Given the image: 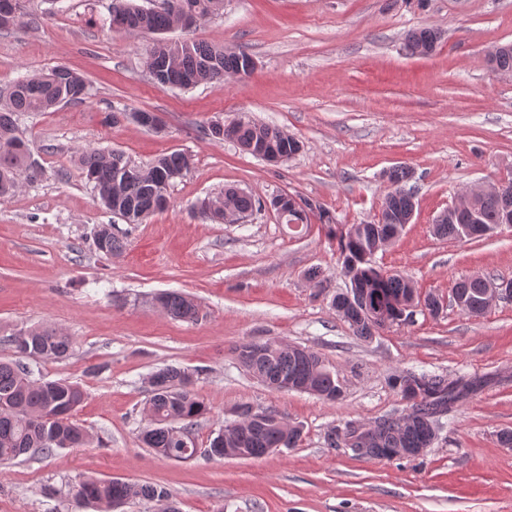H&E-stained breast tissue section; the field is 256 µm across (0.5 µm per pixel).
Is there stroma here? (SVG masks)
<instances>
[{
	"label": "stroma",
	"mask_w": 512,
	"mask_h": 512,
	"mask_svg": "<svg viewBox=\"0 0 512 512\" xmlns=\"http://www.w3.org/2000/svg\"><path fill=\"white\" fill-rule=\"evenodd\" d=\"M110 3L21 0L22 25L0 32V90L60 65L89 84L85 102L18 117L43 174L0 198V360L15 357L10 335L32 326L73 336L68 358L27 365L33 378L83 387L74 419L92 437L83 448L0 464V512H70L60 490L86 476L163 486L180 512H512V448L499 440L512 430V300L494 299L479 317L452 300L461 278L512 280V229L479 241L433 233L458 195L512 173V74L486 60L489 48L512 43V0H224L193 31L163 37L227 43L257 68L186 90L151 79L152 37L112 29ZM419 27L440 35L431 55L406 48ZM140 109L157 113L162 131L132 121ZM111 112L117 123L107 122ZM240 117L287 130L301 152L272 167L205 133ZM89 147L144 166L180 151L191 165L171 182L165 211L129 224L85 177L78 155ZM398 165L413 171L415 212L373 262L444 307L416 310L366 340L332 307L348 286L337 237L317 213L288 224L266 203L290 193L338 224L366 223ZM227 188L262 208L237 224L211 222L198 206ZM104 224L123 239L111 257L93 245ZM161 291L191 297L199 319L168 317L152 301ZM274 339L317 352L341 398L270 390L237 363V345ZM166 365L199 373L194 392L209 412L193 430L197 447L243 403L300 426V442L261 458L157 456L140 441L142 409L149 374ZM406 371L481 386L437 419L418 458L328 447L331 428L407 413L390 384Z\"/></svg>",
	"instance_id": "stroma-1"
}]
</instances>
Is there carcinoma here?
I'll return each mask as SVG.
<instances>
[{
    "mask_svg": "<svg viewBox=\"0 0 512 512\" xmlns=\"http://www.w3.org/2000/svg\"><path fill=\"white\" fill-rule=\"evenodd\" d=\"M199 19H205L224 10V0H188ZM22 18L19 0H0V31L17 26ZM180 17L173 10L148 12L133 0H113L110 24L118 30L135 33H163L178 26ZM438 34L430 27L411 30L406 46L413 53L433 51ZM224 44L184 41L179 44L157 40L146 60L161 67L167 79L174 80L194 75L203 83L222 82L236 76L237 56L228 53ZM493 70L512 72V43L501 46L495 58L489 60ZM88 95L86 78L64 66L47 73L27 75L0 93V197L11 194L25 177L35 180L40 171L31 168L29 144L19 134L17 117L21 112H46L60 104L81 103ZM205 134L214 140H231L247 149L266 146L286 158L301 149L300 141L284 129L252 120H233L219 129L211 123ZM79 164L88 181L94 183L102 204L112 213L130 216L131 223L139 224L150 215L164 210L169 203L160 184L176 172L187 171L190 159L180 152L161 157L149 167H141L125 159L98 149H86L79 155ZM411 170L395 166L387 173L391 184L382 206L381 219L367 224H351L339 238L342 271L356 270L358 292L347 297L334 296L332 306L346 321L353 333L369 339L386 325L371 320L364 305L373 304L382 293L400 305L393 319L409 318L406 309L414 285L403 275L385 276L373 266L376 249L388 236H397L403 230L402 220L413 208L414 193L407 188ZM223 204L229 210L244 215L253 210L252 198L233 189L222 193ZM473 208L480 223L470 224L467 216H448L434 225V232L442 238L482 240L499 223V199L495 195L478 196ZM100 238L94 239L96 250L106 256L121 251L123 241L114 233L113 226L103 225ZM481 282L469 277L455 283L452 299L456 306L471 316H481L488 308L487 298L481 291ZM155 303L170 318L183 321L199 319L198 305L188 296L169 291L154 297ZM15 351L32 359H63L70 355L73 337L45 326L30 327L8 338ZM240 366L260 379L268 388L280 391L285 383L307 386L314 395L326 401H336L343 387L327 369L315 352L276 340L244 342L234 349ZM194 373L176 367H163L153 371L149 378L150 397L145 403L146 426L141 433L142 443L157 455L175 461H187L198 452L194 441L184 438L192 433L198 418L208 408L193 391ZM392 386L409 405L411 421L396 424L366 435L373 459H400L405 448H427L433 437L429 435L419 414H444L469 392L471 383L450 382L436 374H399ZM85 399L80 385L67 380H40L30 378L26 364L0 361V462L20 457L31 459L48 456L59 449L81 448L91 437L72 415ZM240 420L220 429L210 441L206 455L213 460L224 459V451L239 450L252 454L261 448H294L300 440L301 430L287 424L282 416L270 410L260 413L268 416L263 422L254 417L260 413L242 405L237 410ZM72 512H113L116 505L133 497L156 500L164 504V512H180L171 493L163 486L153 484L132 485L119 480L85 477L75 482L69 491Z\"/></svg>",
    "mask_w": 512,
    "mask_h": 512,
    "instance_id": "1",
    "label": "carcinoma"
}]
</instances>
